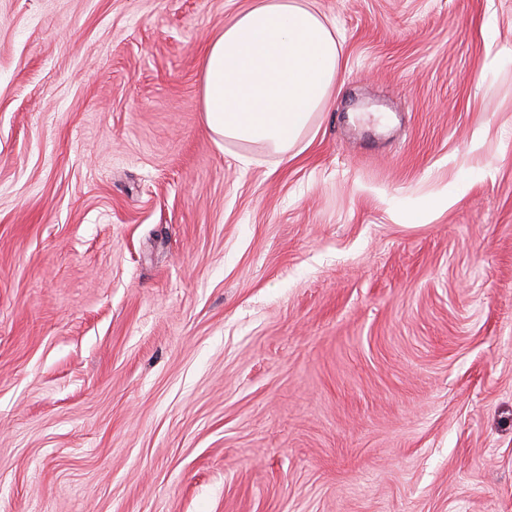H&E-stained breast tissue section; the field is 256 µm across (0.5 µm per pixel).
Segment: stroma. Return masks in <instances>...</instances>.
Listing matches in <instances>:
<instances>
[{"mask_svg":"<svg viewBox=\"0 0 512 512\" xmlns=\"http://www.w3.org/2000/svg\"><path fill=\"white\" fill-rule=\"evenodd\" d=\"M296 156L216 141L256 0H0V512H512V0H299Z\"/></svg>","mask_w":512,"mask_h":512,"instance_id":"1","label":"stroma"}]
</instances>
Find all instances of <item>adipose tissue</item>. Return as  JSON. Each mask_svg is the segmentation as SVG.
I'll list each match as a JSON object with an SVG mask.
<instances>
[{
    "instance_id": "adipose-tissue-1",
    "label": "adipose tissue",
    "mask_w": 512,
    "mask_h": 512,
    "mask_svg": "<svg viewBox=\"0 0 512 512\" xmlns=\"http://www.w3.org/2000/svg\"><path fill=\"white\" fill-rule=\"evenodd\" d=\"M335 29L297 0H260L207 46L201 104L220 140L291 151L336 81Z\"/></svg>"
}]
</instances>
